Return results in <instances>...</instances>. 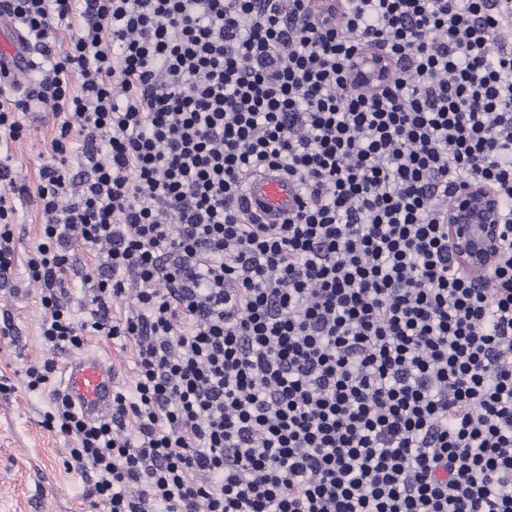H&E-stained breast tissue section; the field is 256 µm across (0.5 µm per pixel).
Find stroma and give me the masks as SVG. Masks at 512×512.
Masks as SVG:
<instances>
[{
	"label": "stroma",
	"mask_w": 512,
	"mask_h": 512,
	"mask_svg": "<svg viewBox=\"0 0 512 512\" xmlns=\"http://www.w3.org/2000/svg\"><path fill=\"white\" fill-rule=\"evenodd\" d=\"M22 122L23 137L0 140V156L9 157L17 184L33 189L58 121L50 108L38 105L23 114ZM17 209L14 235L17 252L23 256L44 240L42 216L29 196L18 201ZM104 260L103 251L74 243L66 275L72 306L84 300V282L99 278ZM39 294V284L28 279L23 265L0 276V380L9 384L8 390H0V512H106L102 503L88 497V478L67 467L71 441L45 424L51 393L60 389V381L43 392L27 391L23 384L27 367L48 359L60 367L75 354L72 348L53 349L44 342ZM84 347L112 361L119 387H132L136 361L132 342L91 334Z\"/></svg>",
	"instance_id": "1"
}]
</instances>
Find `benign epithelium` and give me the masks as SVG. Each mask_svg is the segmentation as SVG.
Returning <instances> with one entry per match:
<instances>
[{"label": "benign epithelium", "instance_id": "obj_1", "mask_svg": "<svg viewBox=\"0 0 512 512\" xmlns=\"http://www.w3.org/2000/svg\"><path fill=\"white\" fill-rule=\"evenodd\" d=\"M500 224L499 201L484 184L473 181L455 194L448 209V239L461 265L496 260Z\"/></svg>", "mask_w": 512, "mask_h": 512}]
</instances>
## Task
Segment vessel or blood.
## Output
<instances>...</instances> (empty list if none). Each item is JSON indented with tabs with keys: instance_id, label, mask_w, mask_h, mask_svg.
I'll list each match as a JSON object with an SVG mask.
<instances>
[{
	"instance_id": "b4317fda",
	"label": "vessel or blood",
	"mask_w": 512,
	"mask_h": 512,
	"mask_svg": "<svg viewBox=\"0 0 512 512\" xmlns=\"http://www.w3.org/2000/svg\"><path fill=\"white\" fill-rule=\"evenodd\" d=\"M30 53L23 37L0 18V76L21 81L29 73ZM304 195L297 181L278 168L266 169L249 179L244 207L262 224L282 223L297 213ZM117 374L112 363L98 353L83 352L63 367L61 388L70 403L87 419L103 420L112 414Z\"/></svg>"
}]
</instances>
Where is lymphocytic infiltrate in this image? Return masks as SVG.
I'll list each match as a JSON object with an SVG mask.
<instances>
[{
    "label": "lymphocytic infiltrate",
    "instance_id": "lymphocytic-infiltrate-1",
    "mask_svg": "<svg viewBox=\"0 0 512 512\" xmlns=\"http://www.w3.org/2000/svg\"><path fill=\"white\" fill-rule=\"evenodd\" d=\"M34 43L24 97L59 135L35 190L41 334L134 341L110 419L53 399L108 512H512V0H0ZM80 27L65 50L61 29ZM376 46L381 92L353 81ZM79 146L89 172L66 156ZM267 167L306 202L257 224ZM500 202L493 266L462 270L448 204ZM0 163V276L15 199ZM104 248L77 319L74 242ZM131 427L127 437L118 429Z\"/></svg>",
    "mask_w": 512,
    "mask_h": 512
}]
</instances>
